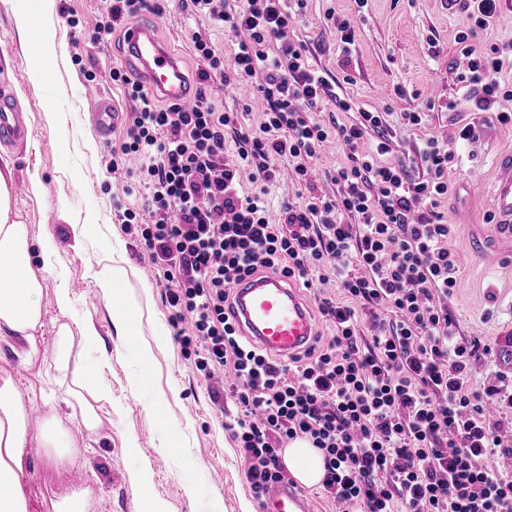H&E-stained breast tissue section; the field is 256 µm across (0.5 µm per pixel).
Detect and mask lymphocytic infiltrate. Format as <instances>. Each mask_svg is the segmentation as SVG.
I'll use <instances>...</instances> for the list:
<instances>
[{"mask_svg":"<svg viewBox=\"0 0 512 512\" xmlns=\"http://www.w3.org/2000/svg\"><path fill=\"white\" fill-rule=\"evenodd\" d=\"M193 11L247 31L232 56L206 34L192 36L200 66L199 103L186 111L159 104L124 71L112 70L133 104L120 146L141 165L142 205L114 201L124 229L142 245L178 344L204 380L230 377L236 413L224 424L245 465L252 496L287 481L280 448L305 439L323 454V494L351 512H512V474L488 464L505 442L483 403L512 396L475 389L472 361L490 347L456 335L448 302L458 261L454 227L439 212L448 194L450 148L427 141L422 180L389 161L392 136L380 112L329 126L313 112L323 101L350 103L308 59L293 25L305 0H189ZM457 37L468 59L460 82L479 111L512 99L499 76L512 44L474 45L501 0H474ZM251 81L266 108L259 125L212 103L206 84ZM374 138L364 151L365 138ZM337 139L348 161L333 179L339 199L310 193L283 201L271 220L265 187L278 160L307 184L324 142ZM237 160L224 154L226 140ZM252 191H244L242 167ZM303 287L337 280L342 297L322 298L333 336L283 363L242 336L225 316L234 285L258 269ZM371 323L373 335L361 333Z\"/></svg>","mask_w":512,"mask_h":512,"instance_id":"1","label":"lymphocytic infiltrate"}]
</instances>
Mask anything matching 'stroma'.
<instances>
[{"mask_svg": "<svg viewBox=\"0 0 512 512\" xmlns=\"http://www.w3.org/2000/svg\"><path fill=\"white\" fill-rule=\"evenodd\" d=\"M105 0H55L50 18L56 33V56L47 78L27 76L33 52L30 38L14 18L8 0H0V88L12 92L26 113L33 138L26 147L0 145V171L10 173L21 188L14 199L21 220L33 238L50 232L53 249H34L32 262L43 273V326L34 341L0 337V377L12 378L28 396L31 429H38L47 408H54L67 427L71 417V376L40 384L38 375L54 369L45 355L56 328L72 330L71 357L86 371L99 392L95 407L101 428L85 434L73 467L84 469L96 497L92 512H134L138 478H147L151 493L166 512H264L252 498L244 463L224 429L226 415L235 414L232 400L215 403L212 387L186 360L174 336L165 288L157 283L140 243L126 234L112 207L113 195L126 185L124 171L106 166L119 149L125 131L117 129L100 143L92 130L91 105L82 96L84 69L101 76V91L130 111L121 86L109 73L120 65L121 31L103 40L95 34L106 22ZM355 22L349 56H342L337 32L344 19ZM463 15L452 16L440 0H307L294 35L310 62L337 81L352 111L333 104L317 109V120L351 123L360 110L383 112L394 133L393 160L403 161L410 178L425 174L420 151L429 139L457 148L459 163L448 173L449 192L439 210L454 226L450 245L457 255L459 276L449 305L455 332L494 348L491 358L472 363L475 386L494 384L512 392V245L498 236L486 210L494 181V157L512 150V125L500 124L495 111L475 112L463 102L458 77L467 60L456 41ZM206 32L212 41L233 51V36L222 25L190 15L180 0H171L160 18L159 35L171 40L183 58V69L197 77L198 62L190 37ZM211 97L229 111L250 110L259 122L263 110L248 82L224 89L214 83ZM459 100L449 111L450 100ZM424 109L421 125L404 129L401 115ZM54 119H47V110ZM479 124L478 138L458 137L467 123ZM500 252L489 262L478 245ZM123 257L129 270L126 288L139 306L136 337L122 335L112 308L103 298L93 273ZM69 290L70 310L61 312L58 285ZM37 345L39 355L26 361L24 352ZM149 345L142 360L140 345ZM70 468L50 465L43 448H25L19 473L28 512H53L57 497L71 489Z\"/></svg>", "mask_w": 512, "mask_h": 512, "instance_id": "stroma-1", "label": "stroma"}]
</instances>
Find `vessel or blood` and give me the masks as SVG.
Here are the masks:
<instances>
[{
    "label": "vessel or blood",
    "mask_w": 512,
    "mask_h": 512,
    "mask_svg": "<svg viewBox=\"0 0 512 512\" xmlns=\"http://www.w3.org/2000/svg\"><path fill=\"white\" fill-rule=\"evenodd\" d=\"M156 26L154 14L146 13L127 27L122 62L130 78L153 96L192 108L197 102V87L182 71L177 51L157 38ZM84 94L97 103L95 125L99 136L109 139L123 119L122 112L98 87H86ZM31 137L24 112L12 98L0 96V141L23 145ZM489 213L501 234L512 240V151L501 152L495 158ZM233 296L232 316L243 335L269 355L288 361L313 342L314 321L289 278L266 270L237 284ZM265 512L310 510L302 489L286 482L269 490Z\"/></svg>",
    "instance_id": "vessel-or-blood-1"
}]
</instances>
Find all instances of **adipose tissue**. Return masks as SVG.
<instances>
[{"mask_svg":"<svg viewBox=\"0 0 512 512\" xmlns=\"http://www.w3.org/2000/svg\"><path fill=\"white\" fill-rule=\"evenodd\" d=\"M34 243L29 225L21 221L12 205L10 178L0 172V335L33 339L42 328L44 312L40 301L43 278L32 267ZM97 285L111 304L114 317L126 335H134V306L127 296L128 272L116 264L108 273L97 274ZM71 328L60 324L56 332L55 367L72 372L80 390L74 398L78 404V424L87 432H96L101 417L83 395L88 377L80 366L71 363ZM37 438L47 448L49 459L57 465L72 462L77 444L56 414L46 416L38 432H30L23 397L11 378L0 379V512H27L20 488L19 462L30 438ZM284 461L291 476L311 487L323 477L320 451L305 440L291 442Z\"/></svg>","mask_w":512,"mask_h":512,"instance_id":"adipose-tissue-1","label":"adipose tissue"}]
</instances>
